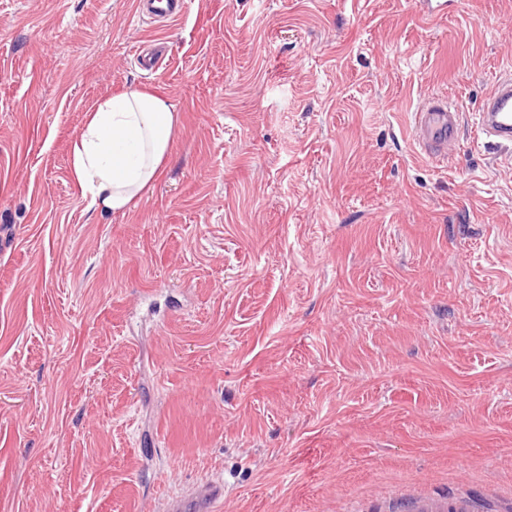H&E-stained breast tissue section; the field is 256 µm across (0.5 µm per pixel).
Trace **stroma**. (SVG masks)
Listing matches in <instances>:
<instances>
[{"label":"stroma","mask_w":512,"mask_h":512,"mask_svg":"<svg viewBox=\"0 0 512 512\" xmlns=\"http://www.w3.org/2000/svg\"><path fill=\"white\" fill-rule=\"evenodd\" d=\"M0 0V512H512V0ZM168 48L152 76L135 50ZM180 116L100 215L87 109ZM448 96L447 159L411 116ZM162 0H137L135 1V10L139 14L159 13L169 22L182 17L186 11L185 0H166L165 6H158ZM483 134L494 140L512 143V76L501 77L494 93L478 112ZM224 498V483L222 480H211L200 484L193 489L172 496L165 500V512H191V508H205L203 512H210L212 504ZM210 504L207 508L206 505Z\"/></svg>","instance_id":"35a3bbf8"}]
</instances>
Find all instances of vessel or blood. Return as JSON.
<instances>
[{
    "label": "vessel or blood",
    "mask_w": 512,
    "mask_h": 512,
    "mask_svg": "<svg viewBox=\"0 0 512 512\" xmlns=\"http://www.w3.org/2000/svg\"><path fill=\"white\" fill-rule=\"evenodd\" d=\"M135 10L140 14L159 13L167 20L182 17L186 0H136ZM478 125L491 139L512 143V76L501 77L494 93L486 99L478 112ZM462 114L446 98L431 97L414 114L413 137L421 152L431 159L444 156L449 146L459 139ZM224 496V483L211 480L177 496L166 499L164 512H199Z\"/></svg>",
    "instance_id": "1"
}]
</instances>
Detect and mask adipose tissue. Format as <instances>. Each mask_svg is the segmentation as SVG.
<instances>
[{"mask_svg": "<svg viewBox=\"0 0 512 512\" xmlns=\"http://www.w3.org/2000/svg\"><path fill=\"white\" fill-rule=\"evenodd\" d=\"M179 115L149 91L111 94L95 103L76 141L72 173L100 213L124 210L159 176Z\"/></svg>", "mask_w": 512, "mask_h": 512, "instance_id": "1", "label": "adipose tissue"}]
</instances>
